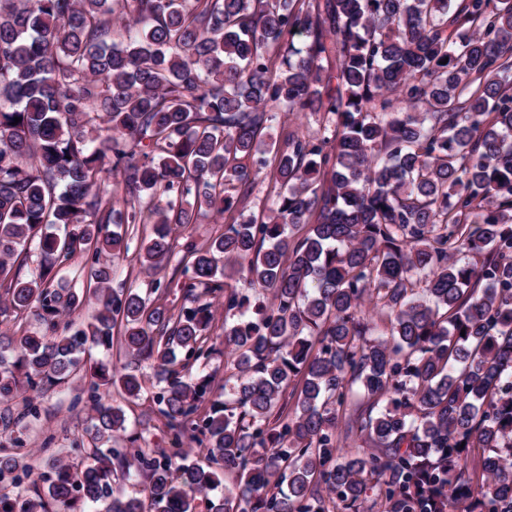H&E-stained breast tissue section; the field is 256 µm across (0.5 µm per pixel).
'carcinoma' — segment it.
Returning a JSON list of instances; mask_svg holds the SVG:
<instances>
[{"label": "carcinoma", "mask_w": 512, "mask_h": 512, "mask_svg": "<svg viewBox=\"0 0 512 512\" xmlns=\"http://www.w3.org/2000/svg\"><path fill=\"white\" fill-rule=\"evenodd\" d=\"M281 110L319 128L270 160ZM271 164L280 191L247 215ZM202 209L224 232L175 259ZM136 224L142 269L177 261L180 307L158 280L112 287L100 256ZM78 256L83 328L58 279ZM216 299L230 374L201 414ZM24 314L44 329L0 332V400L88 380V461L33 480L0 456V512H360L369 492L380 512H512V0H0V317ZM118 323L166 426L218 468L112 447L104 393L145 379L85 356Z\"/></svg>", "instance_id": "carcinoma-1"}]
</instances>
